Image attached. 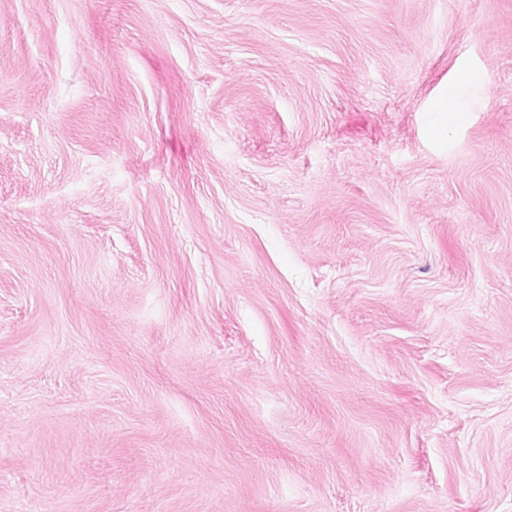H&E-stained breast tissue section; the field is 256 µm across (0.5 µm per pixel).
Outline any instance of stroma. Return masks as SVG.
<instances>
[{
  "instance_id": "obj_1",
  "label": "stroma",
  "mask_w": 512,
  "mask_h": 512,
  "mask_svg": "<svg viewBox=\"0 0 512 512\" xmlns=\"http://www.w3.org/2000/svg\"><path fill=\"white\" fill-rule=\"evenodd\" d=\"M0 512H512V0H0Z\"/></svg>"
}]
</instances>
